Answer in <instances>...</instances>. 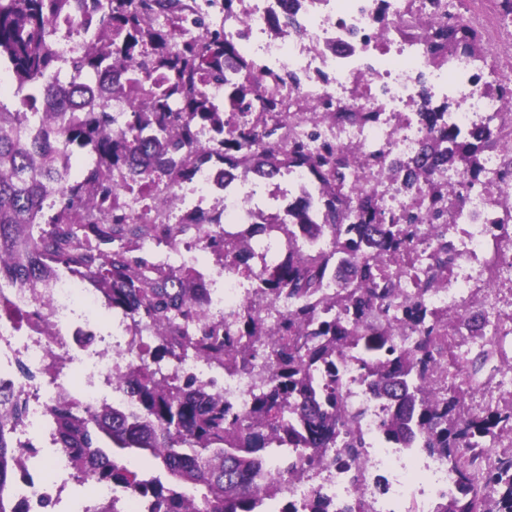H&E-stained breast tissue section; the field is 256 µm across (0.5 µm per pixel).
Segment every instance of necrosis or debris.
<instances>
[{
  "label": "necrosis or debris",
  "instance_id": "1",
  "mask_svg": "<svg viewBox=\"0 0 512 512\" xmlns=\"http://www.w3.org/2000/svg\"><path fill=\"white\" fill-rule=\"evenodd\" d=\"M460 10L466 24L485 35L486 52H457L435 62L419 37L422 19L439 20L442 6ZM175 32H224V79L207 91L215 101L242 83L257 95H277L283 102L279 141L287 146L303 140L316 146L330 143L353 152L346 170L344 195L362 193L390 216H426L431 197L424 185L432 172L455 194L448 204V239L453 255L447 270L431 264L433 234L422 229L410 247L384 271L408 297L423 296L429 312L466 320L472 309L480 318L471 339L454 342L451 352L463 357L487 341L512 337V179L504 178L503 162L512 153V101L497 91L512 82V58L505 56V34L498 24L493 0H234L232 10L209 0H182V7L166 19ZM371 112L369 122L349 119V112ZM443 113L444 123L471 141L486 132L498 133L493 149L480 159L477 177L462 173L450 154L426 156L431 136L430 113ZM396 166L399 178L385 174ZM279 198L289 206L299 201L318 205V191L308 169L282 166ZM266 171L252 151L237 153L234 165H193L190 179L180 181L171 204L150 200L151 191L165 192V184L147 188L127 183L114 190L103 205L140 224H178L189 212L220 217L225 232L255 223V198ZM140 249L164 270L202 271L204 287L223 279L220 294L205 306L210 321L218 322L248 306L259 294L247 265L233 263L220 273L209 272L198 242L167 245L154 239ZM433 280L428 291L420 283ZM13 308L30 313L18 323L0 318V393L19 397L26 412L13 428L25 455L26 473L13 485L19 512H46L61 502L72 480L70 465L54 433L49 409L61 396H72L80 407L97 411L110 406L125 413L139 406L122 377L154 340L152 332L135 330L127 314L112 315L110 335L99 336L87 317L99 307L82 277L67 272L35 296L7 289ZM47 309L48 322L34 313ZM62 350L68 371H52L50 358ZM360 348L348 349L337 360V379L343 396L344 425L331 460L302 465L285 473L282 455H270L266 475L282 474L280 502L264 500L254 512H279V503L302 507L310 499L327 503L329 512H343L362 500L364 512H434L437 503L456 488V477L444 455L420 448H398L385 441L379 424L386 403L369 388ZM153 370L189 377L242 407L261 389V370L218 371L194 351L153 363ZM491 376L477 394L481 404H512V386L501 375L512 371V355L494 347ZM103 503L119 512H153L146 497L119 483L90 481L68 512H92Z\"/></svg>",
  "mask_w": 512,
  "mask_h": 512
}]
</instances>
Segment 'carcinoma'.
<instances>
[{
    "mask_svg": "<svg viewBox=\"0 0 512 512\" xmlns=\"http://www.w3.org/2000/svg\"><path fill=\"white\" fill-rule=\"evenodd\" d=\"M112 2L107 14L81 23L87 48L66 60L56 50L54 21L72 13L74 0H0V66L12 74L19 97L12 109L0 102V289L37 293L51 287L59 269L78 266L108 308L124 311L136 326H154L156 344L147 357L160 361L190 347L221 370L250 371L261 361L267 380L244 413L202 384L157 376L145 361L124 377L140 405L137 415L89 412L62 396L50 414L75 477L121 480L153 500L154 512H253L257 497L273 499L280 491L275 479L252 480L271 444L283 454L297 449L301 464L323 462L334 447L342 422L336 358L359 345L372 391L389 401L383 436L399 448L441 452L457 473V493L440 501L436 512H512V453L492 460L484 449L512 424V411L490 405L474 410L461 391L433 388L436 338L453 331L454 321L434 324L422 300H400L391 280L376 274L420 227L387 219L359 194H341L350 153L328 143L315 152L301 141L281 146L273 97L261 106L269 120L265 139L224 131V107L206 91L208 81L224 78L220 33L196 40L154 27L148 18L167 6L165 0ZM434 37L431 51L440 61L460 49L479 54L484 48L481 34L462 23L441 26ZM119 68L135 75L153 68L168 72V83L147 102L132 103L122 120L112 115L109 98L130 93L138 81L114 85L106 94L81 81ZM252 95L244 83L230 99L246 110ZM198 127L210 128L219 140V147L196 154L198 160L224 162L253 148L270 175L288 163L309 169L319 189L320 221L304 203L288 210L286 220L276 215L226 236L204 213L181 224L90 213L97 198L110 193L115 176L159 180L168 159L192 148ZM494 138L458 140L452 152L457 166L476 176L481 153ZM77 150L92 162L75 172ZM445 213L441 207L432 216L433 261L440 270L448 265ZM259 231L284 241L276 267L255 269L260 292L293 304L272 325L248 310L227 325L206 322L208 295L196 274L163 273L137 248L143 238L177 244L193 233L226 265L251 251ZM333 279L330 306L349 311L347 322L313 302ZM404 311L421 339L398 350L392 336ZM488 357L482 351L469 359L470 386L479 384ZM23 416L21 402L0 396V512H15L11 487L25 466L11 426ZM134 455L150 457L161 473L147 477L129 468L126 458ZM478 479L489 490L482 499L474 494ZM186 487L197 500L184 498Z\"/></svg>",
    "mask_w": 512,
    "mask_h": 512,
    "instance_id": "cac0c4a2",
    "label": "carcinoma"
}]
</instances>
